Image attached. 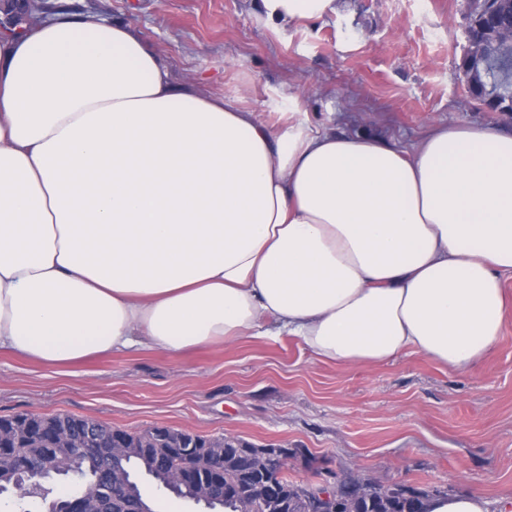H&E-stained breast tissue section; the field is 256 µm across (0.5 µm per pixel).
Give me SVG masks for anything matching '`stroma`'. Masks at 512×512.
I'll return each mask as SVG.
<instances>
[{"label":"stroma","mask_w":512,"mask_h":512,"mask_svg":"<svg viewBox=\"0 0 512 512\" xmlns=\"http://www.w3.org/2000/svg\"><path fill=\"white\" fill-rule=\"evenodd\" d=\"M50 15L132 24L174 78L268 124L312 126L415 144L435 124L512 130V112L474 100L459 71L471 0H337L318 20H273L260 0H46ZM505 329L474 372L418 353L381 365L312 360L294 336L245 337L181 355L147 347L67 368L0 349V416L70 413L138 432L299 449V483L323 468L444 492L512 498V280Z\"/></svg>","instance_id":"35a3bbf8"}]
</instances>
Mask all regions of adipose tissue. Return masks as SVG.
<instances>
[{
	"label": "adipose tissue",
	"mask_w": 512,
	"mask_h": 512,
	"mask_svg": "<svg viewBox=\"0 0 512 512\" xmlns=\"http://www.w3.org/2000/svg\"><path fill=\"white\" fill-rule=\"evenodd\" d=\"M508 278L510 131L436 125L408 149L303 112L271 126L176 84L132 25L0 31V348L67 367L276 332L319 362L413 351L466 374L502 337ZM426 509L512 500L473 488Z\"/></svg>",
	"instance_id": "1"
}]
</instances>
